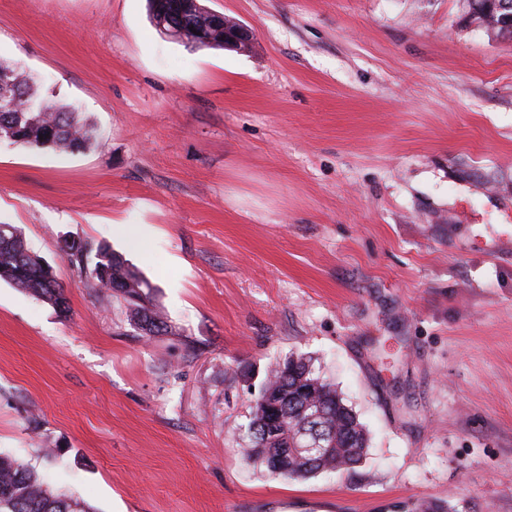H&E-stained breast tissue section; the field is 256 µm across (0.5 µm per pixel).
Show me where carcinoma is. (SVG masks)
<instances>
[{"mask_svg": "<svg viewBox=\"0 0 512 512\" xmlns=\"http://www.w3.org/2000/svg\"><path fill=\"white\" fill-rule=\"evenodd\" d=\"M152 20L165 34L188 47H224V22L199 0H148ZM487 11L502 23L497 35L512 37V0ZM13 100L0 111V140H15L29 150L50 148L73 153L94 144L95 127L70 105L36 103L37 90L0 59V96ZM69 263L94 285L121 298L147 336L168 331L166 318L148 284L105 242L66 243ZM0 280L6 281L60 313L69 311L64 289L54 272L31 254L18 231L0 233ZM246 458L285 479H307L327 472L352 470L362 463L369 435L359 415L336 386L322 378L304 357L275 364L254 401L246 431ZM0 512H91L77 500L52 494L24 462L0 456Z\"/></svg>", "mask_w": 512, "mask_h": 512, "instance_id": "obj_1", "label": "carcinoma"}]
</instances>
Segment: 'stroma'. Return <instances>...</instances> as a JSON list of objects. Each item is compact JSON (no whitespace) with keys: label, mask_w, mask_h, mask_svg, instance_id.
Segmentation results:
<instances>
[{"label":"stroma","mask_w":512,"mask_h":512,"mask_svg":"<svg viewBox=\"0 0 512 512\" xmlns=\"http://www.w3.org/2000/svg\"><path fill=\"white\" fill-rule=\"evenodd\" d=\"M204 3L246 51L172 40L147 0H0V58L97 126L74 154L0 141V224L69 305L0 281V453L95 512H512V39L464 0ZM291 355L365 424L360 467L244 460ZM62 251L69 263L84 272L97 288L111 292L112 297L123 299L145 335L154 336L168 331L170 325L166 318L152 303L149 293L144 292L143 288H150L148 284L108 244L103 241L96 244L65 243ZM127 283L132 287L125 288Z\"/></svg>","instance_id":"stroma-1"}]
</instances>
